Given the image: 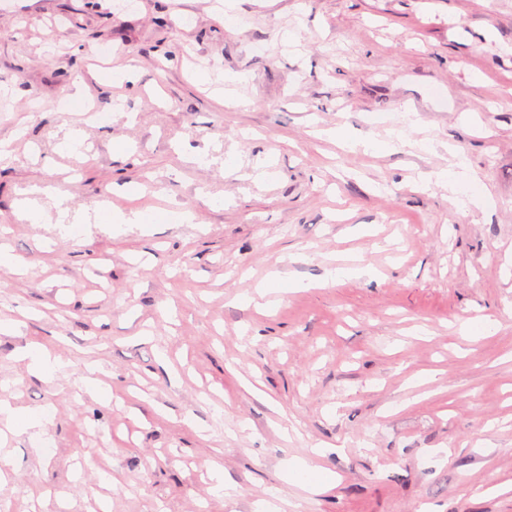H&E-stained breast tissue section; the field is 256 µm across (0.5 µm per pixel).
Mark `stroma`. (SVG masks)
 I'll list each match as a JSON object with an SVG mask.
<instances>
[{
  "label": "stroma",
  "mask_w": 512,
  "mask_h": 512,
  "mask_svg": "<svg viewBox=\"0 0 512 512\" xmlns=\"http://www.w3.org/2000/svg\"><path fill=\"white\" fill-rule=\"evenodd\" d=\"M235 14L0 7V243L24 262L0 268V320L18 323L0 398L53 417L0 440V512H512V0ZM124 65L134 87L101 80ZM336 126L407 140L349 152L316 135ZM76 130L82 153L62 150ZM453 148L488 210L433 183ZM47 182L72 213L151 221L66 227L49 204L22 219L23 190ZM356 266L370 275L326 278ZM274 275L296 289L250 304ZM29 345L64 368L34 376ZM93 362L110 401L85 389ZM318 444L337 481L311 490L292 465ZM215 460L231 496L210 491Z\"/></svg>",
  "instance_id": "obj_1"
}]
</instances>
